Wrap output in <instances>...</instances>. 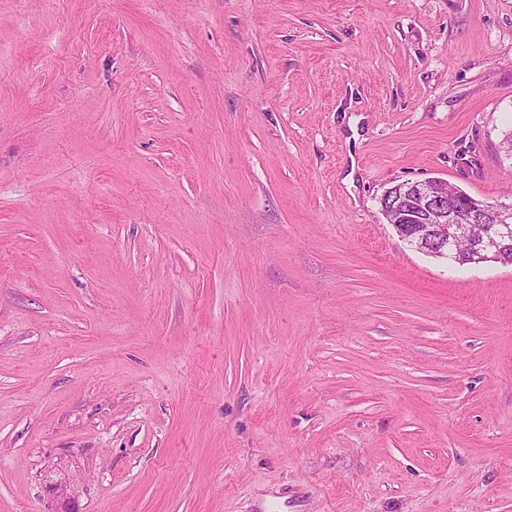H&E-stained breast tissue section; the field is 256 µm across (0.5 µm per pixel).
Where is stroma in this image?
<instances>
[{
    "instance_id": "obj_1",
    "label": "stroma",
    "mask_w": 512,
    "mask_h": 512,
    "mask_svg": "<svg viewBox=\"0 0 512 512\" xmlns=\"http://www.w3.org/2000/svg\"><path fill=\"white\" fill-rule=\"evenodd\" d=\"M510 131L512 0H0V512H512V267L379 206Z\"/></svg>"
}]
</instances>
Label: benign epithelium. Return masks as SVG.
<instances>
[{"mask_svg":"<svg viewBox=\"0 0 512 512\" xmlns=\"http://www.w3.org/2000/svg\"><path fill=\"white\" fill-rule=\"evenodd\" d=\"M381 211L401 241L435 258L451 256L466 264L499 263L512 267V225L499 214L510 209L426 179L403 182L384 192Z\"/></svg>","mask_w":512,"mask_h":512,"instance_id":"benign-epithelium-1","label":"benign epithelium"}]
</instances>
